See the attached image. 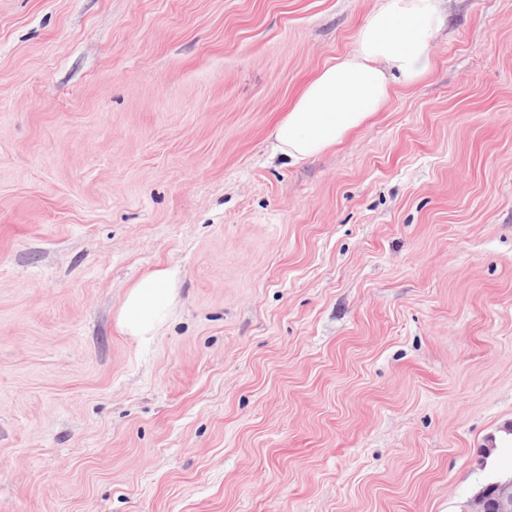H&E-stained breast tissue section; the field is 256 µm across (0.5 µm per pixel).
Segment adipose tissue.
I'll list each match as a JSON object with an SVG mask.
<instances>
[{"label":"adipose tissue","mask_w":512,"mask_h":512,"mask_svg":"<svg viewBox=\"0 0 512 512\" xmlns=\"http://www.w3.org/2000/svg\"><path fill=\"white\" fill-rule=\"evenodd\" d=\"M442 24L437 0H383L360 26L353 50L311 76L273 130L274 148L305 161L336 148L434 68L432 40ZM180 273L154 269L134 282L116 314L119 330L147 339L171 319Z\"/></svg>","instance_id":"1"}]
</instances>
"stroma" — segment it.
Returning a JSON list of instances; mask_svg holds the SVG:
<instances>
[{"mask_svg":"<svg viewBox=\"0 0 512 512\" xmlns=\"http://www.w3.org/2000/svg\"><path fill=\"white\" fill-rule=\"evenodd\" d=\"M380 2L0 0V512H467L512 474V0H443L431 75L272 151ZM179 281L177 269L160 267L134 282L116 314L119 330L140 339L156 336L174 313Z\"/></svg>","mask_w":512,"mask_h":512,"instance_id":"obj_1","label":"stroma"}]
</instances>
